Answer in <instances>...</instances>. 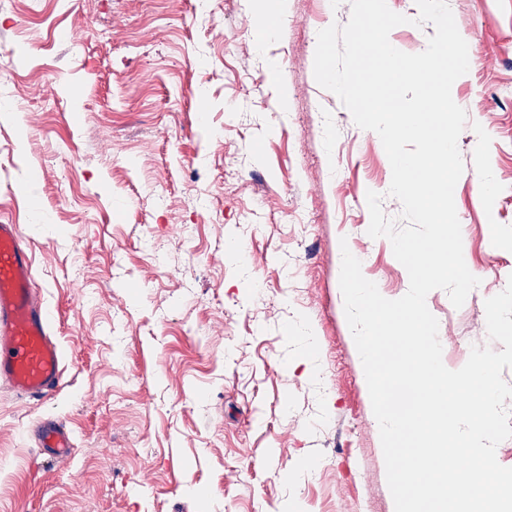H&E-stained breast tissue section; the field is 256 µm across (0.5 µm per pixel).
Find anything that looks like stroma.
<instances>
[{"label": "stroma", "mask_w": 512, "mask_h": 512, "mask_svg": "<svg viewBox=\"0 0 512 512\" xmlns=\"http://www.w3.org/2000/svg\"><path fill=\"white\" fill-rule=\"evenodd\" d=\"M468 44L454 192L462 307L426 303L452 370L500 350L484 303L512 278V0H448ZM0 0V221L19 225L64 378L0 386V512H395L339 286L341 249L388 299L409 275L371 238L379 136L314 77L349 0ZM389 39L418 53L415 0ZM288 89L287 106L278 103ZM315 350H308V343ZM64 421L51 462L32 427Z\"/></svg>", "instance_id": "1"}]
</instances>
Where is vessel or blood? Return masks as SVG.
<instances>
[{"instance_id":"obj_1","label":"vessel or blood","mask_w":512,"mask_h":512,"mask_svg":"<svg viewBox=\"0 0 512 512\" xmlns=\"http://www.w3.org/2000/svg\"><path fill=\"white\" fill-rule=\"evenodd\" d=\"M64 358L52 332V311L34 286L30 252L18 225L0 224V384L16 396L42 401L62 383ZM37 448L63 462L73 442L58 420L37 427Z\"/></svg>"}]
</instances>
